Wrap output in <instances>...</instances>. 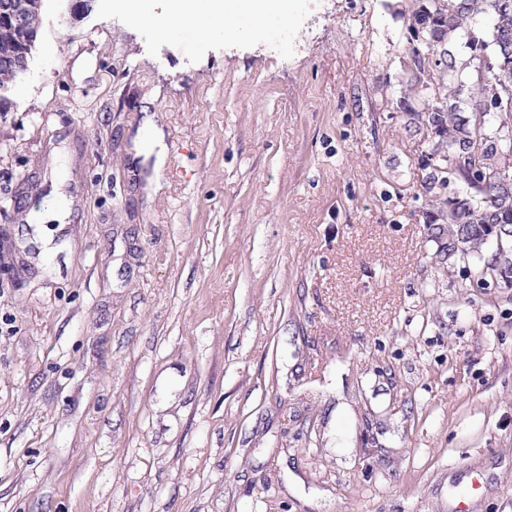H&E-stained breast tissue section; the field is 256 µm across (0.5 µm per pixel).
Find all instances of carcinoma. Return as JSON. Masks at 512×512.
Returning <instances> with one entry per match:
<instances>
[{"label": "carcinoma", "mask_w": 512, "mask_h": 512, "mask_svg": "<svg viewBox=\"0 0 512 512\" xmlns=\"http://www.w3.org/2000/svg\"><path fill=\"white\" fill-rule=\"evenodd\" d=\"M488 16L492 27L479 35L473 22ZM410 92L427 102L411 116L425 128L431 149L423 165L424 188L432 194L426 223L448 235V256H478L498 224L512 225V0H412L406 15ZM465 39L470 52L464 67L476 80L459 77L462 68L446 45ZM467 98H461L464 87ZM495 114L500 124L486 126ZM512 282V239H503L495 262L483 267Z\"/></svg>", "instance_id": "cac0c4a2"}]
</instances>
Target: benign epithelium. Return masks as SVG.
Here are the masks:
<instances>
[{
	"instance_id": "7a95c632",
	"label": "benign epithelium",
	"mask_w": 512,
	"mask_h": 512,
	"mask_svg": "<svg viewBox=\"0 0 512 512\" xmlns=\"http://www.w3.org/2000/svg\"><path fill=\"white\" fill-rule=\"evenodd\" d=\"M42 0H0V29L13 35L19 45L10 58L12 67L25 74L42 24Z\"/></svg>"
}]
</instances>
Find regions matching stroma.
Segmentation results:
<instances>
[{
	"label": "stroma",
	"instance_id": "obj_1",
	"mask_svg": "<svg viewBox=\"0 0 512 512\" xmlns=\"http://www.w3.org/2000/svg\"><path fill=\"white\" fill-rule=\"evenodd\" d=\"M285 2L46 0L0 99V512H512V285L424 221L409 0ZM280 5L279 0H171L167 16L157 26L171 34L199 18L201 32L210 35L223 32L239 16L257 17Z\"/></svg>",
	"mask_w": 512,
	"mask_h": 512
}]
</instances>
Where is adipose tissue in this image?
I'll return each instance as SVG.
<instances>
[{
	"label": "adipose tissue",
	"instance_id": "adipose-tissue-1",
	"mask_svg": "<svg viewBox=\"0 0 512 512\" xmlns=\"http://www.w3.org/2000/svg\"><path fill=\"white\" fill-rule=\"evenodd\" d=\"M279 7L280 0H171L159 27L170 34L196 20L202 33L210 35L224 31L237 17H257Z\"/></svg>",
	"mask_w": 512,
	"mask_h": 512
}]
</instances>
